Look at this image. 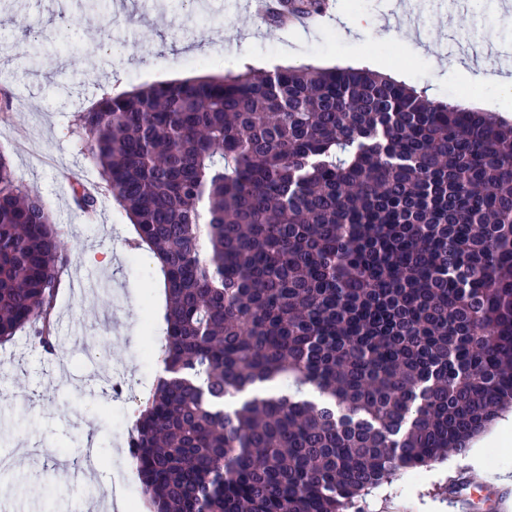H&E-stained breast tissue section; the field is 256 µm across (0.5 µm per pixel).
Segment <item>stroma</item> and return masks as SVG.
I'll use <instances>...</instances> for the list:
<instances>
[{
    "mask_svg": "<svg viewBox=\"0 0 512 512\" xmlns=\"http://www.w3.org/2000/svg\"><path fill=\"white\" fill-rule=\"evenodd\" d=\"M225 0H211L202 14L180 0H110L106 12L92 13L82 0H0V48L10 56L0 75V153L18 183L47 202L68 259L58 274L56 302L65 365L46 360L26 331L0 344V456L12 467L0 470V507L9 512H109L107 497L118 478L128 482L126 500L140 512V481L131 462L126 428L137 403L103 398L97 389L123 364L136 371L141 397H148L160 370L141 356L143 325L154 337L165 327V296L148 251L141 267L128 265L130 222L104 192L89 141L75 125L78 111L105 93L136 86L236 74L244 66L265 73L279 66L312 63L322 68L360 66L372 58L402 70L403 80L426 89L432 100L479 101L487 112L512 111V94L480 77L489 59L469 65L453 56L456 42L490 40L512 47V10L503 0H467L459 11L448 0H415L422 17L412 35L403 0H376L359 11L355 0H331L313 27H270L249 14L225 15ZM370 25L348 37L343 17ZM99 192L95 219L75 205L69 176ZM111 255L112 265L90 262L88 253ZM94 438L98 465L84 474L59 465L51 451L82 456ZM456 453L421 476L402 473L359 498L357 512H464L456 496H475L473 512H494L497 496L512 497V484L495 483L458 463Z\"/></svg>",
    "mask_w": 512,
    "mask_h": 512,
    "instance_id": "35a3bbf8",
    "label": "stroma"
}]
</instances>
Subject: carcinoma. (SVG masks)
<instances>
[{
	"mask_svg": "<svg viewBox=\"0 0 512 512\" xmlns=\"http://www.w3.org/2000/svg\"><path fill=\"white\" fill-rule=\"evenodd\" d=\"M78 122L164 277L129 440L154 512H349L512 407V125L309 65L104 95ZM66 260L0 155V341L58 355Z\"/></svg>",
	"mask_w": 512,
	"mask_h": 512,
	"instance_id": "obj_1",
	"label": "carcinoma"
}]
</instances>
